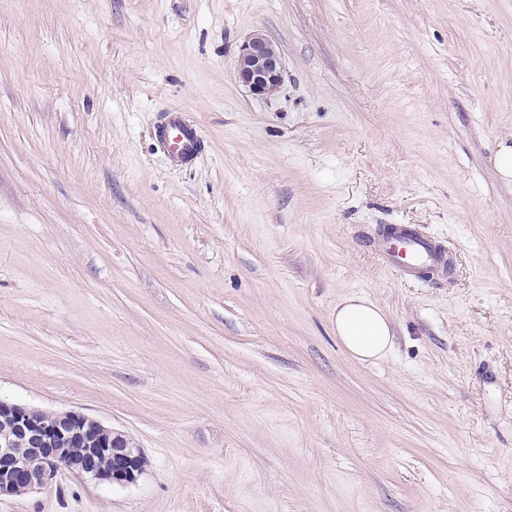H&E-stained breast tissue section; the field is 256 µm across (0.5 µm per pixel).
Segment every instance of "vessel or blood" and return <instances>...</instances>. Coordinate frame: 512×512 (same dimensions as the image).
Returning a JSON list of instances; mask_svg holds the SVG:
<instances>
[{
    "label": "vessel or blood",
    "mask_w": 512,
    "mask_h": 512,
    "mask_svg": "<svg viewBox=\"0 0 512 512\" xmlns=\"http://www.w3.org/2000/svg\"><path fill=\"white\" fill-rule=\"evenodd\" d=\"M156 149L173 166L196 162L204 153L199 126L177 111L165 112L156 128ZM369 246L382 264L396 276L422 277L424 270L442 274L448 264L445 245L406 224L395 225L393 233L373 237Z\"/></svg>",
    "instance_id": "obj_1"
}]
</instances>
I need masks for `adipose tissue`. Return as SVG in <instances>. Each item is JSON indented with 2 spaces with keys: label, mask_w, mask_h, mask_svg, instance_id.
I'll return each instance as SVG.
<instances>
[{
  "label": "adipose tissue",
  "mask_w": 512,
  "mask_h": 512,
  "mask_svg": "<svg viewBox=\"0 0 512 512\" xmlns=\"http://www.w3.org/2000/svg\"><path fill=\"white\" fill-rule=\"evenodd\" d=\"M336 337L354 359L378 361L387 356L393 336L385 313L363 297L346 298L336 307Z\"/></svg>",
  "instance_id": "ef3b65f1"
}]
</instances>
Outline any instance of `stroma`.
Instances as JSON below:
<instances>
[{
  "instance_id": "stroma-1",
  "label": "stroma",
  "mask_w": 512,
  "mask_h": 512,
  "mask_svg": "<svg viewBox=\"0 0 512 512\" xmlns=\"http://www.w3.org/2000/svg\"><path fill=\"white\" fill-rule=\"evenodd\" d=\"M257 31L268 97L235 76ZM504 142L512 0H0V398L145 457L0 512H512ZM385 224L442 237L447 279L385 270ZM350 296L385 360L338 341ZM284 65L276 45L263 33H254L241 44L236 77L255 96L274 94L283 81ZM155 137L156 150L172 166L195 163L204 153L201 128L175 110L165 112ZM336 337L354 359L378 361L387 356L393 336L385 313L363 297L352 296L336 306Z\"/></svg>"
}]
</instances>
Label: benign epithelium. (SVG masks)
I'll list each match as a JSON object with an SVG mask.
<instances>
[{
	"label": "benign epithelium",
	"mask_w": 512,
	"mask_h": 512,
	"mask_svg": "<svg viewBox=\"0 0 512 512\" xmlns=\"http://www.w3.org/2000/svg\"><path fill=\"white\" fill-rule=\"evenodd\" d=\"M283 75L282 56L266 35L244 40L236 77L251 94H274ZM143 467L141 450L94 418L75 411L44 413L0 399V497L45 488L62 472L127 485Z\"/></svg>",
	"instance_id": "1"
}]
</instances>
